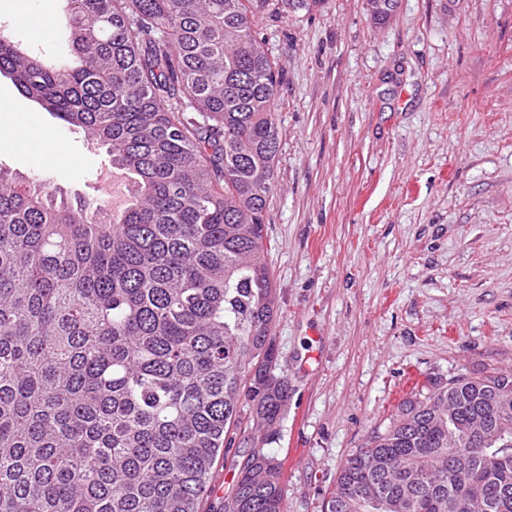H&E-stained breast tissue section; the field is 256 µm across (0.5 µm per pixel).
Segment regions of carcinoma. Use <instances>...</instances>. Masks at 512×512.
<instances>
[{
    "instance_id": "1",
    "label": "carcinoma",
    "mask_w": 512,
    "mask_h": 512,
    "mask_svg": "<svg viewBox=\"0 0 512 512\" xmlns=\"http://www.w3.org/2000/svg\"><path fill=\"white\" fill-rule=\"evenodd\" d=\"M366 4L383 24L397 0ZM268 6L66 0L55 61L0 33V75L133 181L113 213L0 169V512H198L241 398L275 434ZM236 469L224 512H284L282 460ZM323 512H512V373L403 400Z\"/></svg>"
}]
</instances>
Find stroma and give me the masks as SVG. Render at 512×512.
Here are the masks:
<instances>
[{
    "label": "stroma",
    "instance_id": "stroma-1",
    "mask_svg": "<svg viewBox=\"0 0 512 512\" xmlns=\"http://www.w3.org/2000/svg\"><path fill=\"white\" fill-rule=\"evenodd\" d=\"M0 29L51 58L54 19ZM283 70L275 188L265 214L276 292L270 328L288 407L265 447L284 468L285 512H322L349 454L436 379L512 369V0H398L375 24L365 0L261 12ZM49 138L0 143V167L69 197L129 193L105 149L0 76V95ZM78 157L60 162L56 148ZM237 457L217 460L199 512H224Z\"/></svg>",
    "mask_w": 512,
    "mask_h": 512
}]
</instances>
